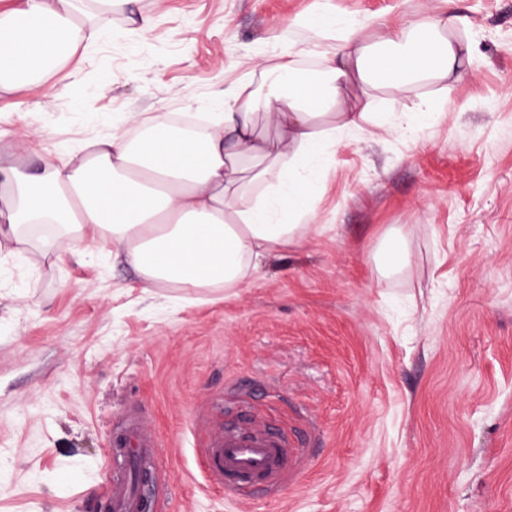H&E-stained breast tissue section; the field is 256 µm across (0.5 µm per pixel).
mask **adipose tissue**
<instances>
[{
  "mask_svg": "<svg viewBox=\"0 0 512 512\" xmlns=\"http://www.w3.org/2000/svg\"><path fill=\"white\" fill-rule=\"evenodd\" d=\"M77 3L15 0L0 11V90L16 91L21 75L43 76L97 40L133 0H95L83 23L75 19ZM461 23L451 8L385 21L374 42L362 28L316 12L309 27L337 36L316 77H303L291 60L263 70L255 92L225 103L196 129L176 126L164 112L146 121L129 112L113 118L111 135L83 155L64 146L35 170L23 158L0 157V256L26 257L29 228L51 224L69 251L111 250L143 285L236 287L302 236L312 170L336 131L373 124L418 134L433 117L427 99L396 115L378 111L370 98L347 103L343 89L402 91L457 79L472 54L469 42L453 36ZM259 114L275 136L257 134ZM271 181L274 196H253L254 186Z\"/></svg>",
  "mask_w": 512,
  "mask_h": 512,
  "instance_id": "obj_1",
  "label": "adipose tissue"
}]
</instances>
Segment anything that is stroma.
<instances>
[{"label":"stroma","instance_id":"stroma-1","mask_svg":"<svg viewBox=\"0 0 512 512\" xmlns=\"http://www.w3.org/2000/svg\"><path fill=\"white\" fill-rule=\"evenodd\" d=\"M445 0H137L22 91H0V152L41 163L134 112L223 111L312 44L305 20L397 21ZM474 54L460 79L380 92L437 115L328 147L314 221L236 287L141 289L96 257L0 268V512H106L104 452L138 412L166 490L154 512H239L198 459L248 406L288 428L305 474L247 512H512V0H454ZM403 266L382 272L385 248Z\"/></svg>","mask_w":512,"mask_h":512}]
</instances>
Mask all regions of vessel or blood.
I'll return each instance as SVG.
<instances>
[{"instance_id":"1","label":"vessel or blood","mask_w":512,"mask_h":512,"mask_svg":"<svg viewBox=\"0 0 512 512\" xmlns=\"http://www.w3.org/2000/svg\"><path fill=\"white\" fill-rule=\"evenodd\" d=\"M112 445L117 453L106 477L112 512H149L159 494L154 436L134 417ZM301 458L295 439L263 424L226 425L212 432L200 450L210 485L242 504L251 502L253 487H272L288 476L301 478Z\"/></svg>"}]
</instances>
